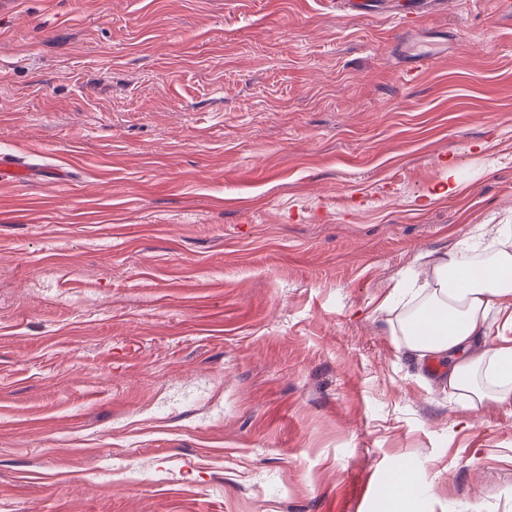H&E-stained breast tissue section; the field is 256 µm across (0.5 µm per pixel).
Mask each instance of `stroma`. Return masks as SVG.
Returning a JSON list of instances; mask_svg holds the SVG:
<instances>
[{
	"label": "stroma",
	"instance_id": "1",
	"mask_svg": "<svg viewBox=\"0 0 512 512\" xmlns=\"http://www.w3.org/2000/svg\"><path fill=\"white\" fill-rule=\"evenodd\" d=\"M396 9L0 0V512H512L378 309L512 224V22ZM29 162L24 154L13 155L11 159L0 158V174L10 176L15 181L24 179L29 174Z\"/></svg>",
	"mask_w": 512,
	"mask_h": 512
}]
</instances>
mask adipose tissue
I'll return each instance as SVG.
<instances>
[{
	"mask_svg": "<svg viewBox=\"0 0 512 512\" xmlns=\"http://www.w3.org/2000/svg\"><path fill=\"white\" fill-rule=\"evenodd\" d=\"M430 309L448 327L423 340L415 327ZM380 310L417 362L447 361L448 387L469 407L512 401V224H480L452 251L418 253ZM492 315L505 333L493 346L484 339Z\"/></svg>",
	"mask_w": 512,
	"mask_h": 512,
	"instance_id": "ef3b65f1",
	"label": "adipose tissue"
}]
</instances>
